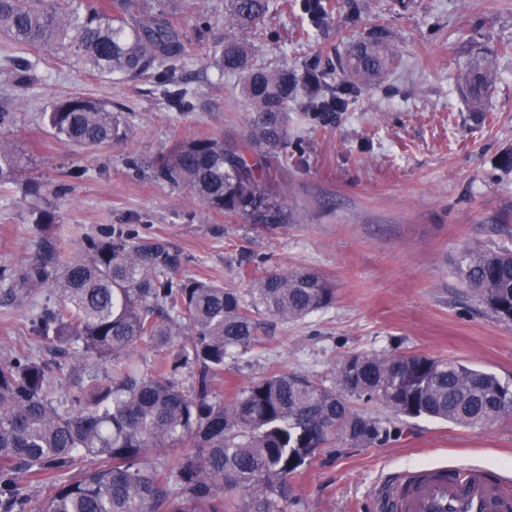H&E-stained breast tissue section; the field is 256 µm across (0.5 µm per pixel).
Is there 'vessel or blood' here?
Instances as JSON below:
<instances>
[{
  "instance_id": "b4317fda",
  "label": "vessel or blood",
  "mask_w": 512,
  "mask_h": 512,
  "mask_svg": "<svg viewBox=\"0 0 512 512\" xmlns=\"http://www.w3.org/2000/svg\"><path fill=\"white\" fill-rule=\"evenodd\" d=\"M390 512H512V491L478 468H441L406 478L387 492Z\"/></svg>"
}]
</instances>
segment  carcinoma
Returning <instances> with one entry per match:
<instances>
[{"instance_id":"carcinoma-1","label":"carcinoma","mask_w":512,"mask_h":512,"mask_svg":"<svg viewBox=\"0 0 512 512\" xmlns=\"http://www.w3.org/2000/svg\"><path fill=\"white\" fill-rule=\"evenodd\" d=\"M273 0H224V24L235 34L209 47L213 63L242 79L255 117L246 136L224 143L206 134L176 143L152 177L229 217L288 223L284 197L272 192L267 157H288V109L300 101L313 112H336L345 99L329 74L301 75L253 62L242 38L264 21ZM210 27L199 16L195 37L147 0H0V36L20 53L51 58L97 80L152 74L181 110L188 91L175 75ZM397 53L386 35L359 44L339 61L343 77L371 80ZM493 74L476 55L465 84L471 102H485ZM16 113L0 110V191L16 184L13 144L1 136ZM44 121L57 138L86 151L121 145L130 123L112 104L84 95L46 104ZM181 255L166 243L114 227L84 238L65 257L44 240L19 268L0 266V292L30 295L49 288L51 305L30 313L35 336L67 346L80 365L87 355L110 362L104 378L85 379L20 348L0 358V512H28L21 474L46 498L45 512H285L303 508L291 478L337 441L385 446L410 420L430 417L487 428L512 418V383L455 360L426 355L352 353L336 364L331 386L298 373L252 381L227 401L214 382L228 359L254 346L264 313L294 322L333 303L334 289L311 270L267 272L241 293L207 278L184 277ZM462 284L498 318L512 320V249H463ZM140 342L165 351L142 369L125 360ZM192 379L186 388L180 377ZM62 397H55L61 383ZM361 407H355V404ZM381 404L394 418L374 415ZM191 448L175 463L149 458L165 448ZM242 493L239 500L224 491Z\"/></svg>"}]
</instances>
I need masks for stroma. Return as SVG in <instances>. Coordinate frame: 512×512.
Instances as JSON below:
<instances>
[{
	"mask_svg": "<svg viewBox=\"0 0 512 512\" xmlns=\"http://www.w3.org/2000/svg\"><path fill=\"white\" fill-rule=\"evenodd\" d=\"M191 26L212 16L206 45L184 69L191 108H172L154 78L97 81L53 63L33 65L26 89L6 81L11 48L0 39V108L16 112L7 136L28 158L19 187L0 192V265H21L42 236L65 254L85 236L132 224L140 236L163 240L186 257L180 273L205 276L246 291L240 261L254 273L308 269L335 289L333 303L302 320L259 316L247 354L228 360L215 392L226 398L252 380L296 371L333 385L348 353L422 354L459 361L512 381V321L492 314L456 273L469 245L512 248V171L499 159L512 149V0H327V17L311 22L303 0H276L248 33L257 61L300 70L335 71L341 57L386 28L398 58L379 80L339 81L344 111L315 114L293 107L290 136L303 154L289 153L277 186L288 221L259 224L227 217L145 173L175 143L197 133L225 142L246 133L252 107L238 77L208 56L227 30L216 16L224 0H160ZM495 75L483 112H474L464 77L474 54ZM83 94L122 106L131 123L127 143L89 153L48 133L47 102ZM136 158L129 166L128 158ZM87 168L80 179L75 167ZM36 179L41 194H25ZM39 211L54 222L40 228ZM54 303L51 290L0 302V356L21 347L65 364L69 357L37 343L30 302ZM478 467L489 482L512 479V420L467 428L429 418L389 445L335 444L316 453L291 479L306 512H381L378 487L396 473L421 468Z\"/></svg>",
	"mask_w": 512,
	"mask_h": 512,
	"instance_id": "obj_1",
	"label": "stroma"
}]
</instances>
